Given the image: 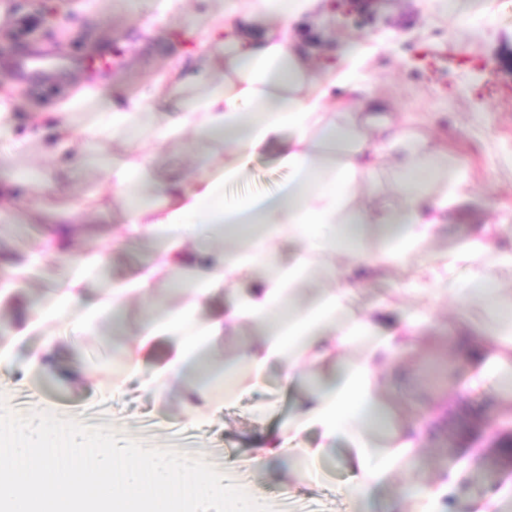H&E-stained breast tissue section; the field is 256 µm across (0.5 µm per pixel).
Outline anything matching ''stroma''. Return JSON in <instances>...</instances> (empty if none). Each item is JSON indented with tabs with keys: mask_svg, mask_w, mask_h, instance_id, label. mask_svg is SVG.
Wrapping results in <instances>:
<instances>
[{
	"mask_svg": "<svg viewBox=\"0 0 512 512\" xmlns=\"http://www.w3.org/2000/svg\"><path fill=\"white\" fill-rule=\"evenodd\" d=\"M463 11L444 14L438 6L422 9L417 0H357V13L343 18L334 7L316 19L303 21L306 38L320 61L340 64L349 43H358L374 59L355 72L367 92L388 107L392 122L409 117L408 131L435 140L448 169L468 175L469 203L451 214L437 237L420 251L431 259L464 245L475 232L512 239V0H462ZM204 6L194 0L190 10L174 13L163 0H0V103L13 111L15 131L28 133L36 112H58L80 90L111 92L114 98L138 97L160 79L180 51L197 46L192 35ZM27 19L35 25V44L64 58V69L48 70L29 81L19 80L12 64L15 26ZM112 64L111 69H87V56ZM221 144L193 137L157 144L141 141L140 152L150 160L153 177L187 174L195 154L221 153ZM281 149L271 146L252 161L248 174L224 191L226 200L243 195L271 196L287 182ZM11 176L21 181L37 177V193L14 201V218L0 222V264L21 256L35 240L55 234L46 215L72 208L88 196L96 202L76 225V250L104 249L108 262L86 282L102 288L128 276L143 260L140 248L115 244L113 236L124 216L123 198L103 173H72L45 156L38 145L19 155ZM402 175L392 159H384L373 180L374 194L358 193L355 204H397ZM413 267L381 265L369 275L355 306L369 308L379 301L391 306L395 322L414 312L428 315L417 328L411 348L377 373L379 396L392 426L421 422L423 441L417 468L428 480L449 470L460 479L440 503V512H473L488 494L512 485V466L482 454L491 439L489 425L508 420L512 394L488 382L483 393H470L469 363L453 354L452 336L483 333L512 315V289L495 306L482 308L448 297L411 293ZM52 286L41 271L0 304V337L10 338L16 318ZM186 298L178 288L157 289L133 301L120 326L103 320L96 335L73 337L70 321L58 322L76 367L82 368L100 350L116 354L121 343L133 341L146 310L166 312ZM109 370H83L78 382L64 383L28 366L24 348L0 365V399L17 415L51 412L92 425L107 420L123 436L156 448L179 442L193 455L220 461L235 484H257L273 512H355L346 492L356 474L352 454L337 444L302 473L295 460L277 461L259 475L247 465L263 435L277 433L307 395L305 385L282 390L268 377L261 390L218 412L201 414L183 424L189 397L210 386L196 375L174 382L161 399L142 392L137 383L109 396Z\"/></svg>",
	"mask_w": 512,
	"mask_h": 512,
	"instance_id": "stroma-1",
	"label": "stroma"
}]
</instances>
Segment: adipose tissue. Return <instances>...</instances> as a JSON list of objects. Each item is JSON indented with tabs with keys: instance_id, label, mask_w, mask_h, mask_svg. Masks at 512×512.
<instances>
[{
	"instance_id": "ef3b65f1",
	"label": "adipose tissue",
	"mask_w": 512,
	"mask_h": 512,
	"mask_svg": "<svg viewBox=\"0 0 512 512\" xmlns=\"http://www.w3.org/2000/svg\"><path fill=\"white\" fill-rule=\"evenodd\" d=\"M210 2L212 22L198 34L205 49L180 55L170 91L123 105L106 102L103 110L93 113L91 126L131 143H163L186 135L214 140L224 146L223 159L201 160L202 172L191 180L156 181L143 156L132 154L118 161L98 154L90 163L104 171L125 197L117 240L147 244L148 257L123 281L89 296L85 279L101 269L105 256L90 251L72 261L70 243L80 212L54 216L57 235L37 240L22 260L0 266V302L32 273L50 266L59 270L49 299L35 302L10 344L0 347V363L25 343L30 367L63 382L75 381L76 373L65 363V348L52 330L57 321L72 317L76 332L94 334L102 317L123 316L133 299L149 296L171 271L194 267V277L183 286L186 301L167 316L143 320L135 344L122 351L124 371L113 380V392H120L124 380L135 378L146 393L162 396L173 380L208 364L215 342L246 322L264 326L265 333L257 345L243 349L216 371L228 405L271 372H279L285 385H296L305 367L340 353L361 337H371L366 356L337 363L331 381L309 393L294 422L252 459L254 467L263 468L296 453L316 458L337 440H347L357 468L348 493L359 499L386 484L419 446L413 430L393 429L389 435L396 444L387 453L371 431L381 413L374 386L376 365L401 351L409 332L385 329L387 305L354 310L360 272L369 263L411 264L436 227L447 223L449 209L467 201L466 179L461 174L447 176L434 145L399 136L394 146L402 155L400 208L354 207L353 197L381 157L371 135L383 120L367 98L346 104L345 121L330 119L336 93L347 89V78L335 67L318 66L297 28L319 9L321 0ZM273 144L282 146L281 160L291 172L280 194L223 203L225 187L239 180L253 157ZM68 163L80 168L90 164L78 153ZM444 176L449 184L441 194L418 187L421 178ZM374 224H391L395 230L383 249L369 256L362 248ZM208 229L244 237L245 242L231 250L202 247L199 240ZM296 236L304 240L302 250L281 261V243ZM489 250V242L478 237L438 262L423 265L416 280L419 292L495 304L502 275L512 276V251L499 253L496 268L477 265V258ZM333 254L351 258L352 267L337 270L335 287L320 291L308 306L297 307L298 285L314 271L318 258ZM461 264L470 268L468 279L449 278V271ZM260 268L269 274L256 279L245 301L200 318V311L223 298L229 285ZM161 336L168 337L174 355L163 365H149L145 349ZM455 344L477 362L479 370L470 387L478 389L486 373L512 356V320L499 321L487 334L456 339ZM309 430L320 438L317 447H309L303 438Z\"/></svg>"
}]
</instances>
